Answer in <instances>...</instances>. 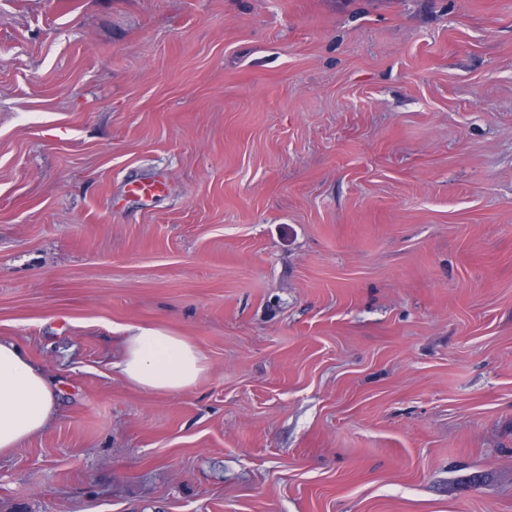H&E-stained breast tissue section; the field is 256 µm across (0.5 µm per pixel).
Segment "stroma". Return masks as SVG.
<instances>
[{"label":"stroma","instance_id":"stroma-1","mask_svg":"<svg viewBox=\"0 0 512 512\" xmlns=\"http://www.w3.org/2000/svg\"><path fill=\"white\" fill-rule=\"evenodd\" d=\"M0 337V512H512V0H0ZM168 190V186L164 180L154 179L150 181H135L128 185L127 193L131 197L137 199L152 200L161 197ZM120 373L147 392L182 393L191 390L207 371L204 354L187 337L138 326L124 330ZM55 408L42 369L13 340L0 338V455L47 427Z\"/></svg>","mask_w":512,"mask_h":512}]
</instances>
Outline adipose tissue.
Wrapping results in <instances>:
<instances>
[{
	"mask_svg": "<svg viewBox=\"0 0 512 512\" xmlns=\"http://www.w3.org/2000/svg\"><path fill=\"white\" fill-rule=\"evenodd\" d=\"M120 373L147 392L182 393L207 370L204 354L187 337L138 326L121 338ZM54 389L27 354L0 338V455L42 431L54 417Z\"/></svg>",
	"mask_w": 512,
	"mask_h": 512,
	"instance_id": "obj_1",
	"label": "adipose tissue"
}]
</instances>
